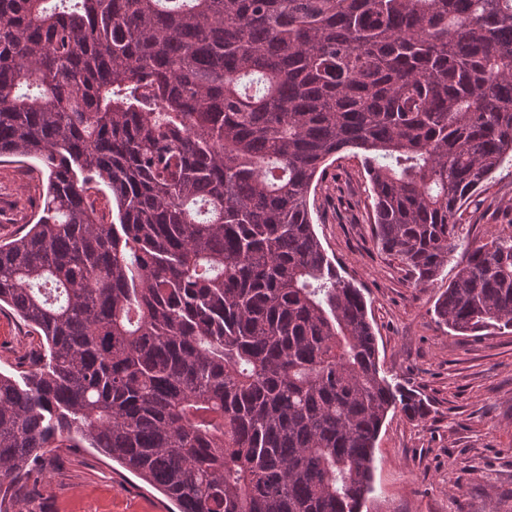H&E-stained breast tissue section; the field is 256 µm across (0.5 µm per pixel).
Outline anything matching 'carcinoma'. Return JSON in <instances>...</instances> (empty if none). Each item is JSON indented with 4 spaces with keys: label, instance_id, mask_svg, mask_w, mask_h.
<instances>
[{
    "label": "carcinoma",
    "instance_id": "obj_1",
    "mask_svg": "<svg viewBox=\"0 0 512 512\" xmlns=\"http://www.w3.org/2000/svg\"><path fill=\"white\" fill-rule=\"evenodd\" d=\"M349 149L376 245L434 281L512 154V0H0V158L47 173L0 240L43 348L0 372V512L86 443L177 512H361L389 411L425 407L314 231ZM457 266L437 322L512 329V235Z\"/></svg>",
    "mask_w": 512,
    "mask_h": 512
}]
</instances>
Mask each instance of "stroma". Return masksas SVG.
<instances>
[{"label": "stroma", "instance_id": "1", "mask_svg": "<svg viewBox=\"0 0 512 512\" xmlns=\"http://www.w3.org/2000/svg\"><path fill=\"white\" fill-rule=\"evenodd\" d=\"M361 155L345 151L310 194L314 229L345 278L361 288L387 377L414 390L429 412L389 413L375 444L373 486L363 512H512V332L459 336L434 306L457 273L448 264L428 285L374 244ZM41 187L28 164L0 160V240L25 228V205ZM461 235L478 243L512 231V158L458 213ZM40 350L15 314L0 311V372L21 378ZM41 483L9 491L29 512H171L136 474L93 448H50Z\"/></svg>", "mask_w": 512, "mask_h": 512}]
</instances>
